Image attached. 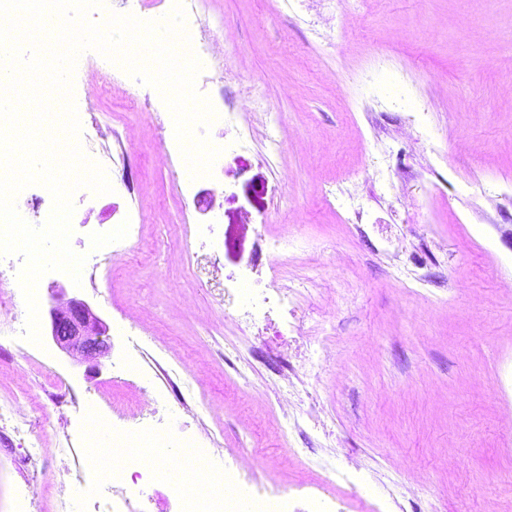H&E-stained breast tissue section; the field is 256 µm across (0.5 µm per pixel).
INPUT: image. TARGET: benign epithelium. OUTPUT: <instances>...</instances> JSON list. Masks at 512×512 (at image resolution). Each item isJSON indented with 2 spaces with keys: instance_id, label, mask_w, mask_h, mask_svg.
I'll return each mask as SVG.
<instances>
[{
  "instance_id": "7a95c632",
  "label": "benign epithelium",
  "mask_w": 512,
  "mask_h": 512,
  "mask_svg": "<svg viewBox=\"0 0 512 512\" xmlns=\"http://www.w3.org/2000/svg\"><path fill=\"white\" fill-rule=\"evenodd\" d=\"M48 336L62 351L85 360L104 357L113 347L103 320L88 303L76 298L51 306Z\"/></svg>"
}]
</instances>
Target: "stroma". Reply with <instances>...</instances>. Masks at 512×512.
Here are the masks:
<instances>
[{"label": "stroma", "instance_id": "35a3bbf8", "mask_svg": "<svg viewBox=\"0 0 512 512\" xmlns=\"http://www.w3.org/2000/svg\"><path fill=\"white\" fill-rule=\"evenodd\" d=\"M192 2L196 39L224 49L213 61L223 83L200 93L238 115L209 140L245 132L249 145L225 150L208 180L184 189L159 92L118 71L91 81L102 57L80 55L73 97L89 107L79 141L133 191L76 190L70 246L82 254L113 225L138 224V275L104 263L77 284L46 273L39 311L60 285L105 322L132 313L139 341L115 337L94 371L0 325V407L43 401L25 434L0 420L15 448L42 450L33 470L0 454V512H14L30 477L38 512H56L60 490L88 467L90 444L76 425L59 426L44 399L51 387L70 413L97 395L104 419L135 434L182 427L218 469L234 449H258L255 481L296 507L316 492L339 512L391 498L393 512H512V428L499 421L512 407V298L497 292L512 276V0H355L345 22L336 0ZM385 75L404 81L412 105L386 93ZM276 123L290 135L274 148ZM103 128L134 131L132 151L113 148ZM460 139L475 152L455 157ZM335 187L357 197L360 217L324 205ZM215 214L212 234L195 238L192 226ZM283 231L310 250L272 253ZM243 272L264 284L313 277L296 314L305 330L322 325L319 353L303 355L294 333L271 342L264 321L241 330L225 320L224 291ZM136 348L141 375L119 374ZM286 395L317 413L302 430L279 409ZM145 397L157 413H140ZM60 448L70 451L66 472ZM354 460L371 494L334 479Z\"/></svg>", "mask_w": 512, "mask_h": 512}]
</instances>
